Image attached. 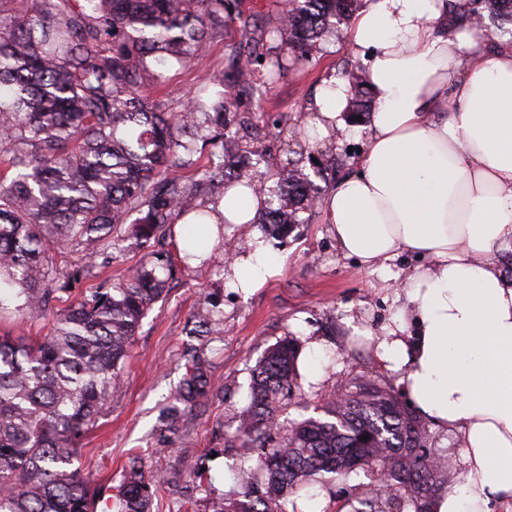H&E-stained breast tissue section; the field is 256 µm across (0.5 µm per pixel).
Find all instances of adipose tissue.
<instances>
[{"instance_id": "adipose-tissue-1", "label": "adipose tissue", "mask_w": 512, "mask_h": 512, "mask_svg": "<svg viewBox=\"0 0 512 512\" xmlns=\"http://www.w3.org/2000/svg\"><path fill=\"white\" fill-rule=\"evenodd\" d=\"M345 46L375 108L365 152L317 207L382 278L400 253L424 258L375 353L416 412L461 438L462 480L434 512H493L512 501V279L492 260L512 252V43L486 53L481 29L449 24L448 0H363ZM347 103L344 81H323L302 141L346 131ZM264 202L259 185L226 189L208 223H257ZM283 264L253 234L224 285L262 287Z\"/></svg>"}]
</instances>
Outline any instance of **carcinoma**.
Returning <instances> with one entry per match:
<instances>
[{
  "label": "carcinoma",
  "mask_w": 512,
  "mask_h": 512,
  "mask_svg": "<svg viewBox=\"0 0 512 512\" xmlns=\"http://www.w3.org/2000/svg\"><path fill=\"white\" fill-rule=\"evenodd\" d=\"M359 0H288L272 14L243 16L240 0H0V314L46 318L50 331L29 343L0 336V512H97L93 479L75 467L126 365L142 320L172 271L159 238L190 218V245L207 222L206 205L259 175L267 189L259 223L277 235L315 209L326 166L310 175L254 146L261 128L249 104L266 95L264 71L285 68L267 44L277 32L296 64L349 23ZM479 11L512 36V0H448V13L472 25ZM241 19L239 51L225 92L224 64L207 62L225 21ZM208 67L189 105L165 106L166 72ZM349 120L374 109L367 78L348 71ZM134 241L141 263L121 283L64 309L55 294L84 272L53 262L56 247ZM217 312L203 307L187 335L212 334ZM301 342L285 338L253 370L248 405L234 439L243 459L236 489L208 512H287L298 488L325 487L375 472L392 491L366 488L351 512H432L457 482L455 463L428 447L424 423L390 386L357 379L328 397L318 415L283 420L297 388ZM163 410L165 432L184 438L188 413L213 394L209 364L197 353ZM368 440H362V437ZM176 483L134 457L115 496L117 512H153Z\"/></svg>",
  "instance_id": "1"
}]
</instances>
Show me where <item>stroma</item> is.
<instances>
[{
	"instance_id": "stroma-1",
	"label": "stroma",
	"mask_w": 512,
	"mask_h": 512,
	"mask_svg": "<svg viewBox=\"0 0 512 512\" xmlns=\"http://www.w3.org/2000/svg\"><path fill=\"white\" fill-rule=\"evenodd\" d=\"M345 37V31H338L312 61L285 72L269 85L264 100L253 104L254 119L264 132L263 148L285 159L293 151L329 158L364 147L359 129L332 134L312 147L273 124L282 113L293 123L304 118L324 78L344 79L347 71L358 66V58L345 47ZM248 232L245 226L225 225L224 236L212 246L208 261L195 265L178 260V233L164 237L165 249L176 258L174 276L143 319L124 371L86 435L78 461L80 471L92 474L105 494H114L123 468L135 456L152 470L175 472L189 480L199 455L225 447L248 403L256 363L285 336L321 342L328 360L318 381L299 377L288 408L291 417L312 415L345 380L374 378L396 385V376L382 366L373 350L351 339L353 327L378 334L398 313L400 303L380 275L341 252L315 211L277 245V252L285 258L281 273L247 295L225 287L224 268L238 255ZM141 259L140 253L124 244L98 250L90 260L89 273L74 284L72 294L57 298V306H66L73 296L125 280ZM210 299L219 303L223 332L199 340L187 336L185 327L193 313ZM190 347L207 354L214 394L194 411L192 434L177 439L161 433L159 415L186 373L185 351ZM353 493L350 486H328L311 496L299 494L294 501L298 512H348Z\"/></svg>"
}]
</instances>
